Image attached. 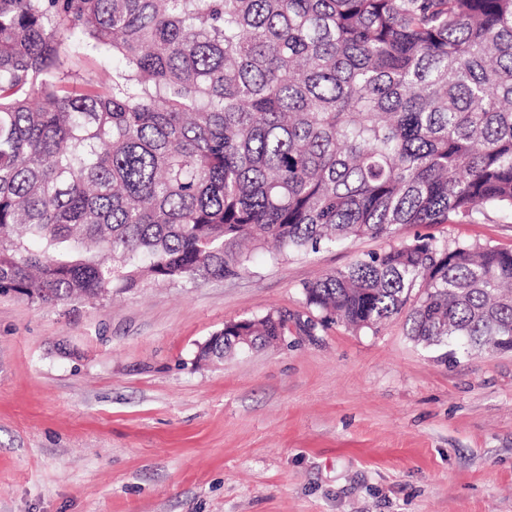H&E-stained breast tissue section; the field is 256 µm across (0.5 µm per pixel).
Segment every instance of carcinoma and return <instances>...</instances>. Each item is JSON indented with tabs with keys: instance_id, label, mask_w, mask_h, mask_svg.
I'll use <instances>...</instances> for the list:
<instances>
[{
	"instance_id": "carcinoma-1",
	"label": "carcinoma",
	"mask_w": 512,
	"mask_h": 512,
	"mask_svg": "<svg viewBox=\"0 0 512 512\" xmlns=\"http://www.w3.org/2000/svg\"><path fill=\"white\" fill-rule=\"evenodd\" d=\"M488 210L512 214V0H0L1 293L222 279ZM511 286L512 250L416 235L304 284L303 327L403 315L468 355L512 336Z\"/></svg>"
}]
</instances>
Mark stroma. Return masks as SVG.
<instances>
[{"label":"stroma","instance_id":"obj_1","mask_svg":"<svg viewBox=\"0 0 512 512\" xmlns=\"http://www.w3.org/2000/svg\"><path fill=\"white\" fill-rule=\"evenodd\" d=\"M512 249V217L431 228ZM259 250L219 281L42 305L0 293V512H512V353L304 332L302 287L386 248ZM273 310L282 343L196 364Z\"/></svg>","mask_w":512,"mask_h":512}]
</instances>
